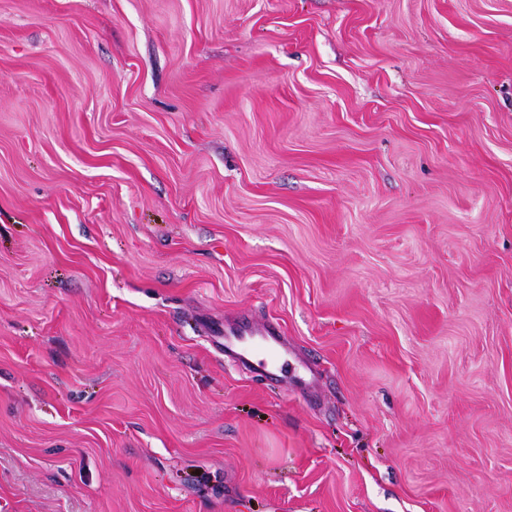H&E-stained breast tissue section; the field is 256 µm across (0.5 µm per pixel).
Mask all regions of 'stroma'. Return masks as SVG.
Listing matches in <instances>:
<instances>
[{
	"label": "stroma",
	"mask_w": 512,
	"mask_h": 512,
	"mask_svg": "<svg viewBox=\"0 0 512 512\" xmlns=\"http://www.w3.org/2000/svg\"><path fill=\"white\" fill-rule=\"evenodd\" d=\"M0 512H512V0H0ZM224 355L244 366L252 367L256 359L269 375L276 376L285 368V350L276 329L261 330L238 323L224 327Z\"/></svg>",
	"instance_id": "35a3bbf8"
}]
</instances>
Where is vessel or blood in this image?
Returning a JSON list of instances; mask_svg holds the SVG:
<instances>
[{
    "label": "vessel or blood",
    "mask_w": 512,
    "mask_h": 512,
    "mask_svg": "<svg viewBox=\"0 0 512 512\" xmlns=\"http://www.w3.org/2000/svg\"><path fill=\"white\" fill-rule=\"evenodd\" d=\"M224 354L247 367L258 365L269 375H277L285 367L283 344L274 327L254 329L244 323L224 328Z\"/></svg>",
    "instance_id": "obj_1"
}]
</instances>
